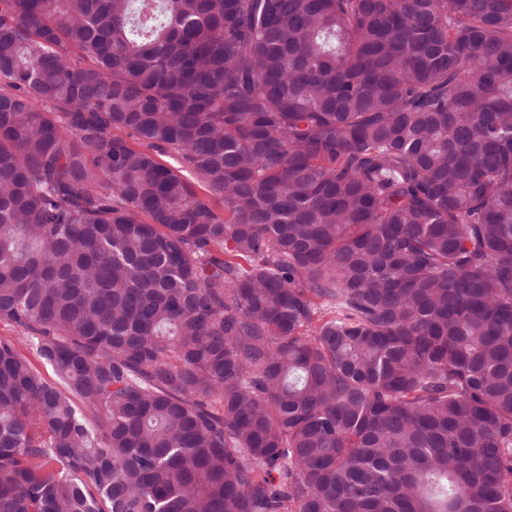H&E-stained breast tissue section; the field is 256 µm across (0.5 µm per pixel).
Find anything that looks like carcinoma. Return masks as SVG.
Returning a JSON list of instances; mask_svg holds the SVG:
<instances>
[{"instance_id":"obj_1","label":"carcinoma","mask_w":512,"mask_h":512,"mask_svg":"<svg viewBox=\"0 0 512 512\" xmlns=\"http://www.w3.org/2000/svg\"><path fill=\"white\" fill-rule=\"evenodd\" d=\"M0 322V512H512V0H0ZM18 349L26 355L33 366L41 373V375L48 381H57V376L52 366L45 360L38 356L36 349L30 345L23 337L17 338Z\"/></svg>"}]
</instances>
